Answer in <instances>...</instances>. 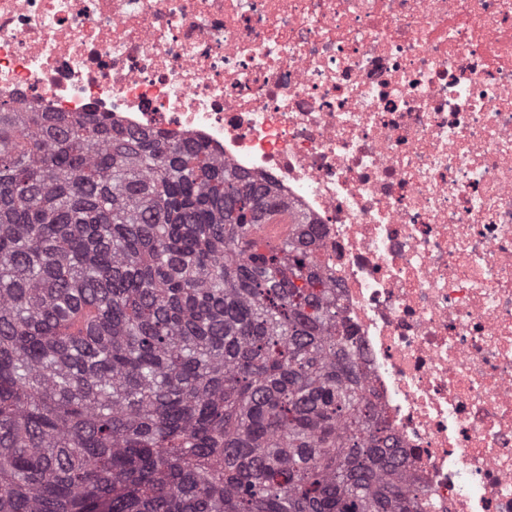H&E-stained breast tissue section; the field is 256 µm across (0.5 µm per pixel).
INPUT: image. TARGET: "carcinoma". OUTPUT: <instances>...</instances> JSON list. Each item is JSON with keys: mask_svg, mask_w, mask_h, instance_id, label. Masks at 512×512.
Segmentation results:
<instances>
[{"mask_svg": "<svg viewBox=\"0 0 512 512\" xmlns=\"http://www.w3.org/2000/svg\"><path fill=\"white\" fill-rule=\"evenodd\" d=\"M203 141L0 103V512H413L315 225ZM289 221L288 213L277 214L270 218L267 224H259V228L254 233L264 241L277 242L286 230Z\"/></svg>", "mask_w": 512, "mask_h": 512, "instance_id": "1", "label": "carcinoma"}]
</instances>
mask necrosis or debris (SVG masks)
<instances>
[{"mask_svg": "<svg viewBox=\"0 0 512 512\" xmlns=\"http://www.w3.org/2000/svg\"><path fill=\"white\" fill-rule=\"evenodd\" d=\"M6 100L272 181L421 512H512V0H0Z\"/></svg>", "mask_w": 512, "mask_h": 512, "instance_id": "necrosis-or-debris-1", "label": "necrosis or debris"}]
</instances>
